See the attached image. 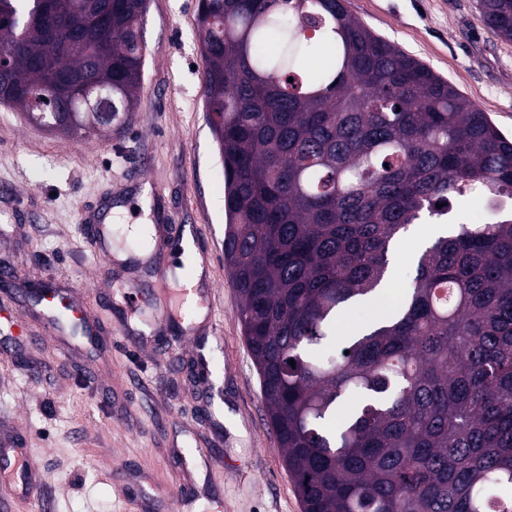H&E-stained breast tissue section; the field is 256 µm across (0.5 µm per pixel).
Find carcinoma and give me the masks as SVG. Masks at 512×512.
Returning a JSON list of instances; mask_svg holds the SVG:
<instances>
[{
  "label": "carcinoma",
  "mask_w": 512,
  "mask_h": 512,
  "mask_svg": "<svg viewBox=\"0 0 512 512\" xmlns=\"http://www.w3.org/2000/svg\"><path fill=\"white\" fill-rule=\"evenodd\" d=\"M141 3L0 0V96L84 141L103 132L90 81L125 125ZM477 7L512 40V0ZM198 19L224 265L303 512H512V139L346 0H198ZM58 31L75 45L51 54ZM471 200L485 222L435 238L396 308L337 334L386 293L401 232Z\"/></svg>",
  "instance_id": "1"
}]
</instances>
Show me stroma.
I'll return each instance as SVG.
<instances>
[{"instance_id":"stroma-1","label":"stroma","mask_w":512,"mask_h":512,"mask_svg":"<svg viewBox=\"0 0 512 512\" xmlns=\"http://www.w3.org/2000/svg\"><path fill=\"white\" fill-rule=\"evenodd\" d=\"M197 8L198 0H149L140 104L107 137L77 142L0 104V260L32 282L69 281L109 321L126 273L95 263L79 221L108 195L117 247L142 244L125 225L172 227L155 264L136 271L142 303L131 325L168 306L192 274L179 260L187 237L209 260L221 332L156 325L141 347L115 328L102 337L112 348L107 361L80 348V328L30 342L0 319V420L18 423L46 503L0 490V512H302L224 265V169L206 123ZM348 8L512 135V40L487 27L476 0H348ZM428 238L427 224H412L395 243L397 287ZM98 371L103 386L85 389L82 377ZM186 482L188 498L179 494Z\"/></svg>"}]
</instances>
